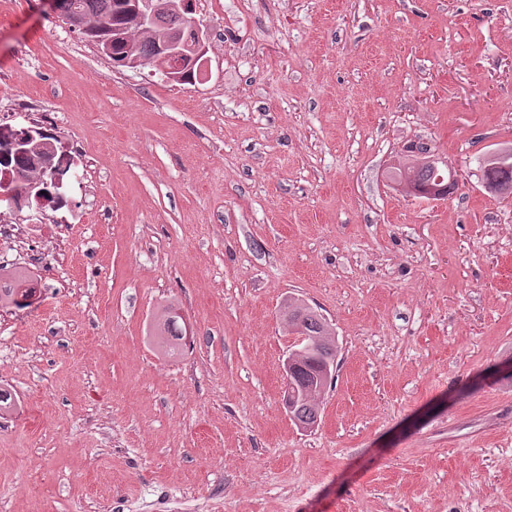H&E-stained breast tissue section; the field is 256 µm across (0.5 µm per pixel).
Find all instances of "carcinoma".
<instances>
[{
    "label": "carcinoma",
    "instance_id": "obj_1",
    "mask_svg": "<svg viewBox=\"0 0 512 512\" xmlns=\"http://www.w3.org/2000/svg\"><path fill=\"white\" fill-rule=\"evenodd\" d=\"M57 9L65 18L72 14L80 16L85 26L83 33L95 41L115 67H129L136 60L138 66L152 68L162 75L167 65L162 60L163 36L185 28L188 19L192 18L190 13L162 12L152 32L147 33L126 17L121 9V0H57ZM55 150L56 146L44 133L28 140L21 151L4 148L6 158L0 159V166L13 167L15 176L14 185L4 188L8 199H17V195L27 193L31 183L38 182L42 189V202L54 209L62 207L59 186L53 183L44 167V162L53 158ZM481 169L485 187L493 191L506 186L512 191L511 149L485 159ZM387 179L402 194L426 199H443L456 187L447 163L423 146L394 164L387 173ZM29 283L31 279L22 270L8 275L0 273V306L28 307L25 285ZM179 319L177 313L167 309L157 320V336L164 344L174 347L183 339ZM296 325L310 339L301 349L291 376L295 395L288 404V411L296 425L309 428L319 416L317 398L311 394L326 388L330 382L323 374V365L336 362L338 346L336 339L330 337L326 319L313 307L296 302L288 305V327Z\"/></svg>",
    "mask_w": 512,
    "mask_h": 512
}]
</instances>
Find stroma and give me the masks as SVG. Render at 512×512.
I'll return each mask as SVG.
<instances>
[{
	"instance_id": "1",
	"label": "stroma",
	"mask_w": 512,
	"mask_h": 512,
	"mask_svg": "<svg viewBox=\"0 0 512 512\" xmlns=\"http://www.w3.org/2000/svg\"><path fill=\"white\" fill-rule=\"evenodd\" d=\"M205 74L113 68L45 0H0V115L79 143L62 223L0 267V512H512V0H193ZM447 161L443 200L385 173ZM298 298L339 352L284 406ZM177 309L186 335L154 334ZM482 180L489 190L496 187L508 186L512 193V150L499 152L487 159L481 165ZM0 306H14L17 309L29 307L25 285L34 282L26 276V271L16 270L6 277L0 268Z\"/></svg>"
}]
</instances>
